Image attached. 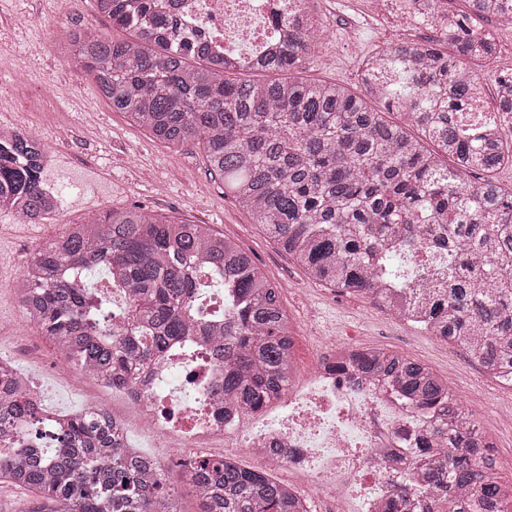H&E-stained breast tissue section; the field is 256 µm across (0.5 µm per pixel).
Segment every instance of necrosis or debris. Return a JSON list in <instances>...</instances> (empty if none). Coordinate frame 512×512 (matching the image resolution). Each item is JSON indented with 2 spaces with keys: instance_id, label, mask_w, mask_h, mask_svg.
I'll list each match as a JSON object with an SVG mask.
<instances>
[{
  "instance_id": "necrosis-or-debris-1",
  "label": "necrosis or debris",
  "mask_w": 512,
  "mask_h": 512,
  "mask_svg": "<svg viewBox=\"0 0 512 512\" xmlns=\"http://www.w3.org/2000/svg\"><path fill=\"white\" fill-rule=\"evenodd\" d=\"M157 13L178 11L186 37L206 34L219 51L248 43L266 53L288 18V0H155ZM224 370L208 336H183L155 356L140 377L136 422L151 447L175 449L183 461L236 448L277 478H293L340 499L354 512H380L394 490L392 456L411 459L416 436L432 422L395 391L346 383L335 367H315L289 385L267 426L243 435L226 414Z\"/></svg>"
}]
</instances>
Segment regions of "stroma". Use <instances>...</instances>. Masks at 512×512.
Segmentation results:
<instances>
[{"mask_svg":"<svg viewBox=\"0 0 512 512\" xmlns=\"http://www.w3.org/2000/svg\"><path fill=\"white\" fill-rule=\"evenodd\" d=\"M321 19L324 33L314 61L302 72L312 82H336L360 91L362 62L389 45L392 20L378 0H307ZM38 4L43 19H54L60 0H0V55L13 57L15 70L0 71V127L8 126L26 101L15 91L18 81L50 89L66 109V130L44 129L42 139L53 153L43 172L64 196L63 209L50 224H18L0 211V272L16 280L32 249L85 218L112 208L140 206L148 212L211 225L254 257L271 280L282 283V307L295 333L294 377L305 380L316 361L311 333L334 337L358 348H384L409 356L448 377L460 405L471 413L494 445L495 473L512 480V390L495 384L456 344L441 342L419 326L395 319L361 295H345L310 281L288 255L253 224L250 215L225 196L221 182L207 171L198 145L170 148L112 111L92 77L67 67L63 50L44 51L41 27L10 30L8 19ZM317 310L307 324V306ZM0 354L31 370L45 390V403L56 406L66 391L78 395L80 384L60 377L42 363L35 345H11L0 338ZM150 454L165 469L184 512H200V503L182 475L171 448Z\"/></svg>","mask_w":512,"mask_h":512,"instance_id":"35a3bbf8","label":"stroma"}]
</instances>
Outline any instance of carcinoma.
I'll return each mask as SVG.
<instances>
[{"mask_svg": "<svg viewBox=\"0 0 512 512\" xmlns=\"http://www.w3.org/2000/svg\"><path fill=\"white\" fill-rule=\"evenodd\" d=\"M118 39L85 28L63 33L68 59L89 73L112 110L170 146L196 143L207 170L312 281L391 307L412 288L396 257L425 250L447 261L448 288L432 291L424 323L465 350L504 385L512 380V190L497 180L512 166V137L491 124L471 128L461 113L486 108L476 71L497 45L484 22L512 26V0H465L468 12L432 42L388 46L363 62L366 97L310 82L318 24L297 10L288 34L255 64L181 42L176 17H153V0H95ZM389 65L385 85L367 76ZM241 72L281 73L235 82ZM382 99L386 112L368 103ZM496 111L512 114V76L497 79ZM397 113L393 123L385 113ZM45 146L32 134L0 130V210L44 224L62 209L43 192ZM105 268L131 295L128 326L113 337L102 300L68 272ZM221 288L223 321L200 316L204 294ZM39 332L66 358L112 387L132 385L176 337H213L224 367V401L254 412L288 388L294 339L270 280L233 240L208 224L159 218L141 207L99 213L37 245L16 286ZM345 379L383 381L436 417L411 468L396 473L384 512H512V483L494 473L492 445L428 366L381 348L351 349L336 362ZM30 402L0 396V484L24 488L18 512H183L166 474L126 448L123 429L74 415L66 448L43 459L26 452L39 437L16 439ZM184 474L202 512H307L306 502L267 472L234 460L198 457Z\"/></svg>", "mask_w": 512, "mask_h": 512, "instance_id": "1", "label": "carcinoma"}]
</instances>
